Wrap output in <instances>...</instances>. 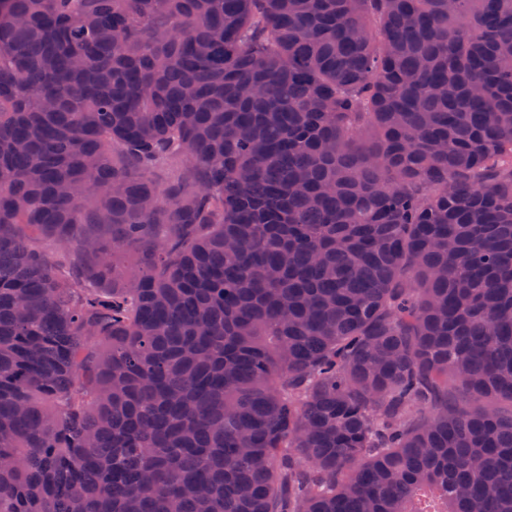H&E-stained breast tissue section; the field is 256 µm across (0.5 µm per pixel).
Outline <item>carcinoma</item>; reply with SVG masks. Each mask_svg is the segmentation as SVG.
Returning <instances> with one entry per match:
<instances>
[{
    "mask_svg": "<svg viewBox=\"0 0 512 512\" xmlns=\"http://www.w3.org/2000/svg\"><path fill=\"white\" fill-rule=\"evenodd\" d=\"M0 512H512V0H0Z\"/></svg>",
    "mask_w": 512,
    "mask_h": 512,
    "instance_id": "1",
    "label": "carcinoma"
}]
</instances>
